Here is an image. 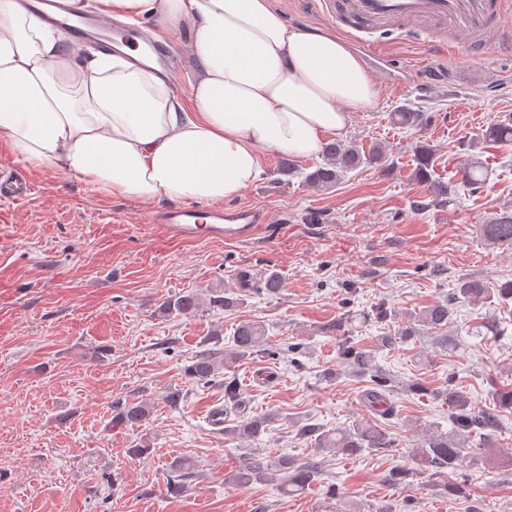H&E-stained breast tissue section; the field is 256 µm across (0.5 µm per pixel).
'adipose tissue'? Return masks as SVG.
Returning <instances> with one entry per match:
<instances>
[{
	"mask_svg": "<svg viewBox=\"0 0 512 512\" xmlns=\"http://www.w3.org/2000/svg\"><path fill=\"white\" fill-rule=\"evenodd\" d=\"M128 25L187 30L188 96L135 49L105 54L0 0V139L98 193L220 204L269 153L305 159L378 90L346 41L289 27L268 0H71Z\"/></svg>",
	"mask_w": 512,
	"mask_h": 512,
	"instance_id": "obj_1",
	"label": "adipose tissue"
}]
</instances>
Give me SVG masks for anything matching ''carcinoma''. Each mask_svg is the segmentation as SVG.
Wrapping results in <instances>:
<instances>
[{"label": "carcinoma", "mask_w": 512, "mask_h": 512, "mask_svg": "<svg viewBox=\"0 0 512 512\" xmlns=\"http://www.w3.org/2000/svg\"><path fill=\"white\" fill-rule=\"evenodd\" d=\"M483 143L487 145L512 144V118L508 121L492 123L482 135ZM324 163L315 170L305 174L304 182L312 187H330L338 183L342 176L363 164L383 166L387 160V153L379 146H373L364 154L351 144L339 141H330L322 150ZM433 149L427 145L419 146L417 152L416 175L423 182L430 183L432 194L436 201L451 202L455 190L445 183L431 180L433 166ZM463 188L471 193L483 191L487 182V175L479 162L466 158L461 170ZM482 232L486 239L498 245L512 247V213L505 212L493 217L488 223L482 225ZM507 301L512 299V281L491 284L483 280L464 279L459 283L456 291L448 295L447 302L436 304L428 308L423 314L422 321L432 327H442L448 324V305L457 299L470 303H487L492 299ZM200 309V299L192 292H183L167 298L160 306V312L168 317L192 315ZM233 348L230 354L238 359L254 353L267 351L264 329L254 322L239 324L232 336ZM340 354L349 363L363 370L369 369L370 356L357 350L349 339H344L340 345ZM224 368V351L209 350L198 355L188 368L189 376L197 382L209 383ZM374 387L369 389L364 398L375 411L383 416L392 414L393 406L388 400L391 392L388 378L377 373L373 374ZM435 398L448 403L451 408L450 421L453 430L449 433L431 435L424 440L413 444L407 449V456L423 467L443 473L447 469L456 468L464 458V444L460 441V433H478L483 439V447H494V433L499 428L496 413L488 410H474L469 407L468 400L461 391L448 386V389L439 391ZM149 416L148 408L143 404H129L123 407L121 419L130 423H141ZM273 421L271 415H258L246 417L227 434L256 438L267 430ZM300 435L314 439V450H339L350 454L365 450H387L394 447V440L381 428H358L356 430L336 429L326 431L321 427H307L301 430ZM285 474V481L281 486L285 495L302 491L309 486L317 476V469L310 463L301 462L294 457L282 456L270 463L267 459L254 454L244 458L242 465L229 477V481L236 486L247 487L253 483L265 482L271 479V471ZM191 464L188 460H178L172 466L171 487L181 488L187 480L192 478Z\"/></svg>", "instance_id": "cac0c4a2"}]
</instances>
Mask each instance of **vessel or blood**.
<instances>
[{"instance_id": "b4317fda", "label": "vessel or blood", "mask_w": 512, "mask_h": 512, "mask_svg": "<svg viewBox=\"0 0 512 512\" xmlns=\"http://www.w3.org/2000/svg\"><path fill=\"white\" fill-rule=\"evenodd\" d=\"M20 2L29 13L100 50L109 52L114 46L137 40L150 46L162 70L173 66L170 48L155 43L149 32L104 24L92 12L74 10L69 0ZM326 7L335 14L337 22L355 31L358 38L391 27L401 39L419 38L436 59L458 43L467 44L474 52L484 51L486 45L479 39L481 32L512 31V0H327ZM32 191L30 181L0 170L1 200L21 201ZM150 221L176 240H241L255 235L267 216L248 205L229 212L216 206L203 212L182 205L166 208L151 216Z\"/></svg>"}]
</instances>
